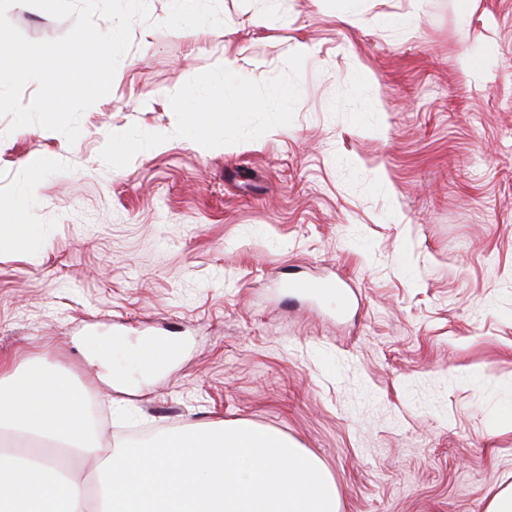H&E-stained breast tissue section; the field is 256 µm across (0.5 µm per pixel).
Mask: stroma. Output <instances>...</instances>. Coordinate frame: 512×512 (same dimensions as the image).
<instances>
[{
	"label": "stroma",
	"instance_id": "1",
	"mask_svg": "<svg viewBox=\"0 0 512 512\" xmlns=\"http://www.w3.org/2000/svg\"><path fill=\"white\" fill-rule=\"evenodd\" d=\"M147 3L75 143L0 116V238L29 227L0 250V359L86 386L105 448L246 424L314 456L341 512H487L512 485V0H356L351 25L281 0L259 26L261 0ZM228 94L251 109L201 146ZM323 274L345 312L283 287ZM143 336L182 357L141 375Z\"/></svg>",
	"mask_w": 512,
	"mask_h": 512
}]
</instances>
